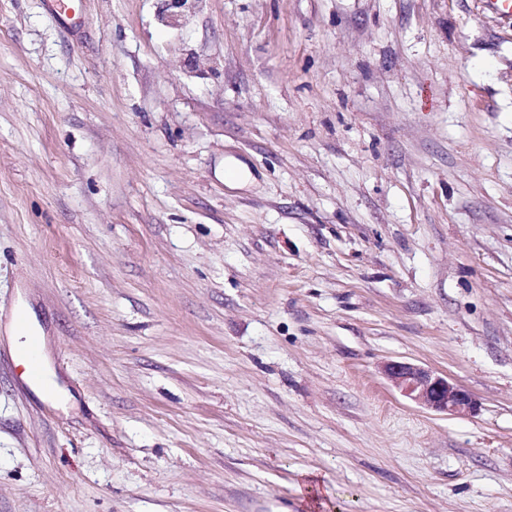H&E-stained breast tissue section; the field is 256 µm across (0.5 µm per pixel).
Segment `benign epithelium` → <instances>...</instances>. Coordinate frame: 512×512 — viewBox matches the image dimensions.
I'll return each instance as SVG.
<instances>
[{"label": "benign epithelium", "mask_w": 512, "mask_h": 512, "mask_svg": "<svg viewBox=\"0 0 512 512\" xmlns=\"http://www.w3.org/2000/svg\"><path fill=\"white\" fill-rule=\"evenodd\" d=\"M381 370L395 387L427 409L461 416L476 408L473 397L463 387L417 364L389 360Z\"/></svg>", "instance_id": "1"}]
</instances>
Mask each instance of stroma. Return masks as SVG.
I'll use <instances>...</instances> for the list:
<instances>
[{"instance_id":"obj_1","label":"stroma","mask_w":512,"mask_h":512,"mask_svg":"<svg viewBox=\"0 0 512 512\" xmlns=\"http://www.w3.org/2000/svg\"><path fill=\"white\" fill-rule=\"evenodd\" d=\"M167 3L0 0V512H512V17ZM40 339L34 336L31 343L26 349H18L13 354L17 359H21L25 363L23 373L25 375V385L33 387L39 384L44 374L43 382L39 388H35L43 398L53 402H66L65 396L57 382L56 375L50 370L48 365H44V372L38 356ZM381 370L395 387L427 409L461 416L476 408L473 397L463 387L417 364L389 360Z\"/></svg>"}]
</instances>
